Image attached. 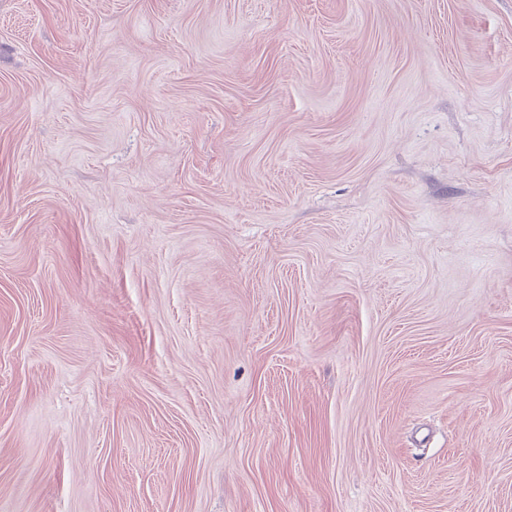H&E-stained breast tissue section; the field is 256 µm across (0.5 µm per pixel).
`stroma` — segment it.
<instances>
[{
	"label": "stroma",
	"instance_id": "stroma-1",
	"mask_svg": "<svg viewBox=\"0 0 512 512\" xmlns=\"http://www.w3.org/2000/svg\"><path fill=\"white\" fill-rule=\"evenodd\" d=\"M0 512H512V0H0Z\"/></svg>",
	"mask_w": 512,
	"mask_h": 512
}]
</instances>
